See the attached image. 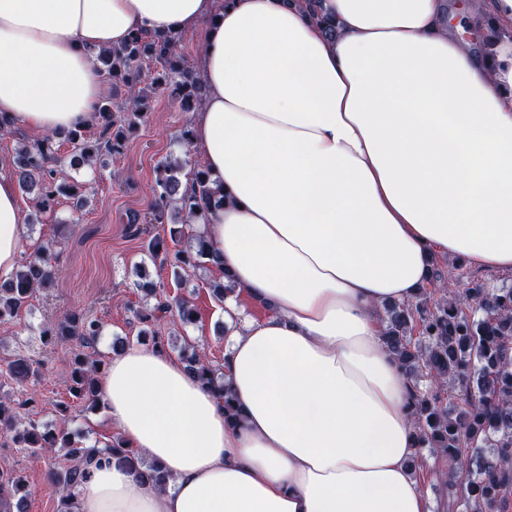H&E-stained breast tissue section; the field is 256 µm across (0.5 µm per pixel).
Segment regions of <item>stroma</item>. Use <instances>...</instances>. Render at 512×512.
<instances>
[{
    "label": "stroma",
    "mask_w": 512,
    "mask_h": 512,
    "mask_svg": "<svg viewBox=\"0 0 512 512\" xmlns=\"http://www.w3.org/2000/svg\"><path fill=\"white\" fill-rule=\"evenodd\" d=\"M192 121V113L182 111L173 97L164 94L152 98L146 122L126 130L121 156H105L94 166L77 170L75 178L90 197L82 213H75L70 199L63 197L55 212L47 216L37 212L34 192L18 195L26 218L20 257H27L38 247L58 244L60 275L53 287L36 293L17 317L0 320V394L8 395L19 413L44 427H64L80 444L110 442L116 430L108 423L106 405L90 406L68 391L74 343L45 345L38 332L63 311L80 306L99 321L102 334L95 356L109 362L113 341L136 338L141 330L136 313L146 307L147 300L135 286L136 268H143L150 280L163 284L167 296L185 297L195 309L193 323L186 326L168 317L166 355L179 358L181 347L188 342L212 365L224 363L229 342L228 335L219 332L224 305L212 294L210 274L201 272L189 282L177 284L172 267L160 264L148 252L150 237L161 235L162 227H148L139 235L129 229L130 218L145 216L152 208L149 187L157 176L159 161L183 157L185 150L176 138ZM70 222L75 223V231H67ZM20 357L39 364L37 377L25 383L15 382L7 371L9 363ZM63 463V457L57 455L30 456L16 448L10 437L0 436V471L20 472L29 485L26 512H58L60 492L47 472L50 466ZM441 469L440 458L427 450L415 466L433 512H455L456 489L441 482Z\"/></svg>",
    "instance_id": "stroma-1"
}]
</instances>
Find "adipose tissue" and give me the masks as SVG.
Returning a JSON list of instances; mask_svg holds the SVG:
<instances>
[{
    "instance_id": "1",
    "label": "adipose tissue",
    "mask_w": 512,
    "mask_h": 512,
    "mask_svg": "<svg viewBox=\"0 0 512 512\" xmlns=\"http://www.w3.org/2000/svg\"><path fill=\"white\" fill-rule=\"evenodd\" d=\"M141 29L202 32L205 235L275 314L232 334L233 422L174 359L113 354L109 423L169 482L116 455L74 512H430L379 309L436 253L512 271V0H0V115L89 127L95 52ZM23 224L0 177L1 279Z\"/></svg>"
}]
</instances>
